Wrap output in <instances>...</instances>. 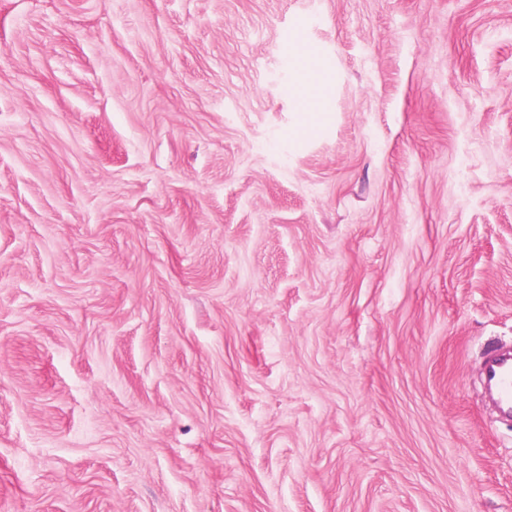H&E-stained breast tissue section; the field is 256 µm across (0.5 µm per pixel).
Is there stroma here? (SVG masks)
I'll list each match as a JSON object with an SVG mask.
<instances>
[{"mask_svg": "<svg viewBox=\"0 0 512 512\" xmlns=\"http://www.w3.org/2000/svg\"><path fill=\"white\" fill-rule=\"evenodd\" d=\"M499 339L512 0H0V512H512ZM293 54L299 66L309 71L313 78L309 83L296 90L302 124H314L320 119V112L324 101L329 94V80L319 76L316 64L310 55L304 38L296 36L293 43ZM484 381L496 396L502 413L512 415V354L500 352L497 347L487 350L484 363Z\"/></svg>", "mask_w": 512, "mask_h": 512, "instance_id": "obj_1", "label": "stroma"}]
</instances>
